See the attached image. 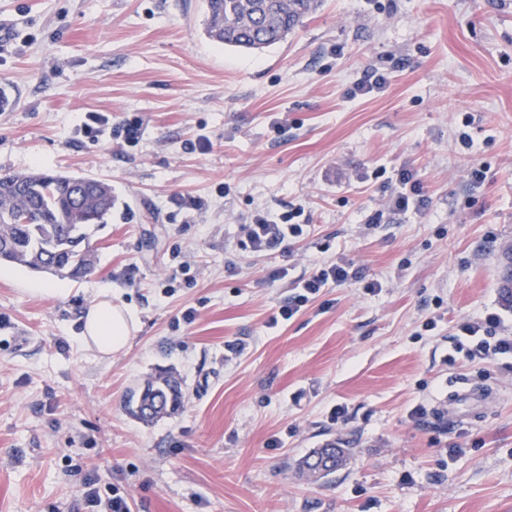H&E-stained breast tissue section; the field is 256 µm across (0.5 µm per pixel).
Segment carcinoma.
<instances>
[{
    "label": "carcinoma",
    "instance_id": "1",
    "mask_svg": "<svg viewBox=\"0 0 512 512\" xmlns=\"http://www.w3.org/2000/svg\"><path fill=\"white\" fill-rule=\"evenodd\" d=\"M321 0H204L207 37L249 51L288 40L304 26ZM112 186L64 173L0 174V262L62 279L80 280L95 270L89 230L112 213ZM184 403L182 380L163 370L132 392L125 403L134 418L149 423L177 412ZM347 449L330 442L299 463L325 478L340 469Z\"/></svg>",
    "mask_w": 512,
    "mask_h": 512
}]
</instances>
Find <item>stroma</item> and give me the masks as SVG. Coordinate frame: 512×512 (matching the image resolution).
Returning a JSON list of instances; mask_svg holds the SVG:
<instances>
[{
	"mask_svg": "<svg viewBox=\"0 0 512 512\" xmlns=\"http://www.w3.org/2000/svg\"><path fill=\"white\" fill-rule=\"evenodd\" d=\"M374 72L385 87L349 97ZM0 96V172L117 198L62 294L0 264V512H89V478L132 512H512V361L453 351L490 312L512 335V0H322L261 52L209 40L202 0H0ZM88 112L99 139L75 132ZM404 169L426 198L405 212ZM259 209L301 210L305 239L242 249ZM330 263L355 279L269 327ZM104 289L139 321L105 361L78 339ZM161 370L183 408L133 418ZM329 441L344 466L302 473Z\"/></svg>",
	"mask_w": 512,
	"mask_h": 512,
	"instance_id": "1",
	"label": "stroma"
}]
</instances>
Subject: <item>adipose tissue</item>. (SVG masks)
<instances>
[{
	"instance_id": "obj_1",
	"label": "adipose tissue",
	"mask_w": 512,
	"mask_h": 512,
	"mask_svg": "<svg viewBox=\"0 0 512 512\" xmlns=\"http://www.w3.org/2000/svg\"><path fill=\"white\" fill-rule=\"evenodd\" d=\"M138 325L135 313L113 302L110 292H101L82 318L80 340L94 344L101 358L122 352Z\"/></svg>"
}]
</instances>
